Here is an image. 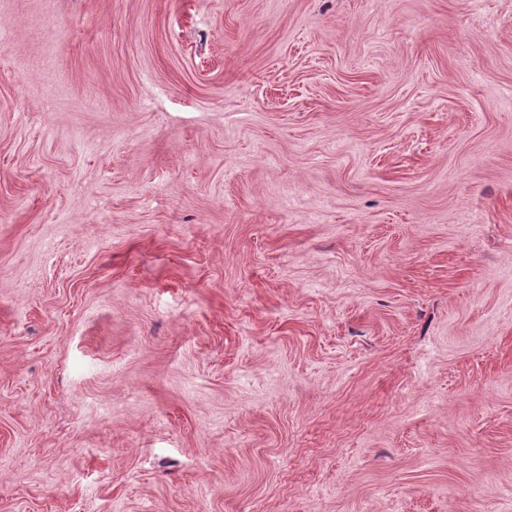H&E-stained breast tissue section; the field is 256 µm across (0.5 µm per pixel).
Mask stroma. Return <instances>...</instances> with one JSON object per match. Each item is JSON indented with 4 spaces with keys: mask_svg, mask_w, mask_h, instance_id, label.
<instances>
[{
    "mask_svg": "<svg viewBox=\"0 0 512 512\" xmlns=\"http://www.w3.org/2000/svg\"><path fill=\"white\" fill-rule=\"evenodd\" d=\"M0 512H512V0H0Z\"/></svg>",
    "mask_w": 512,
    "mask_h": 512,
    "instance_id": "stroma-1",
    "label": "stroma"
}]
</instances>
